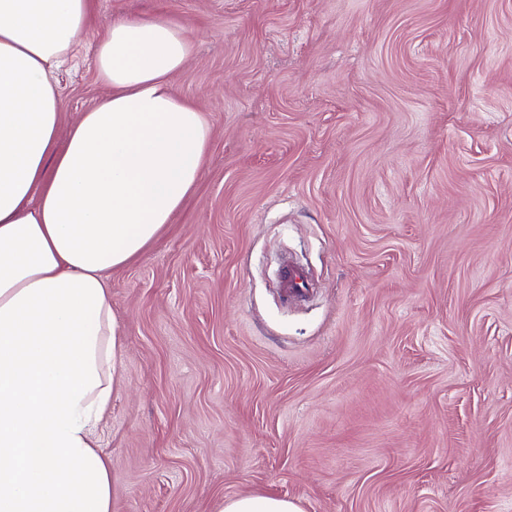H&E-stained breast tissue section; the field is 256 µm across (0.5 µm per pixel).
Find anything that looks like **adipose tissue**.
I'll list each match as a JSON object with an SVG mask.
<instances>
[{
  "label": "adipose tissue",
  "mask_w": 512,
  "mask_h": 512,
  "mask_svg": "<svg viewBox=\"0 0 512 512\" xmlns=\"http://www.w3.org/2000/svg\"><path fill=\"white\" fill-rule=\"evenodd\" d=\"M92 0H0V512H111L97 429L122 384L109 274L194 197L210 131L173 78L184 23L119 17L101 101L61 132L51 71Z\"/></svg>",
  "instance_id": "adipose-tissue-1"
}]
</instances>
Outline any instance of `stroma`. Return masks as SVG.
Listing matches in <instances>:
<instances>
[{
  "label": "stroma",
  "mask_w": 512,
  "mask_h": 512,
  "mask_svg": "<svg viewBox=\"0 0 512 512\" xmlns=\"http://www.w3.org/2000/svg\"><path fill=\"white\" fill-rule=\"evenodd\" d=\"M125 15L186 25L210 147L110 277L112 512H512V0H94L63 127ZM218 512H301L287 497L273 495H243L222 499Z\"/></svg>",
  "instance_id": "35a3bbf8"
}]
</instances>
